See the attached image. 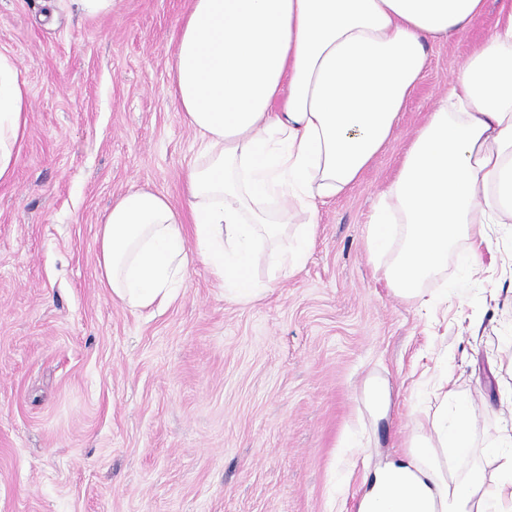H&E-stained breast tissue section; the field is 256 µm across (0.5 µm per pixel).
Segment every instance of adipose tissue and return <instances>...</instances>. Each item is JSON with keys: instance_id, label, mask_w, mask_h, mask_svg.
Returning <instances> with one entry per match:
<instances>
[{"instance_id": "obj_1", "label": "adipose tissue", "mask_w": 512, "mask_h": 512, "mask_svg": "<svg viewBox=\"0 0 512 512\" xmlns=\"http://www.w3.org/2000/svg\"><path fill=\"white\" fill-rule=\"evenodd\" d=\"M487 0H192L178 32L173 95L200 151L185 170L186 208L132 188L98 227V268L134 309L169 303L189 241L249 301L263 259L289 276L307 261L319 203L359 180L392 138L424 76L429 43L467 33ZM27 92L0 56V180L27 123ZM486 224H512V0H502L447 95L429 113L367 224L379 271L399 296L432 308L423 284L473 269L493 249ZM472 402L446 389L408 459L373 474L358 512H512V434L474 456Z\"/></svg>"}]
</instances>
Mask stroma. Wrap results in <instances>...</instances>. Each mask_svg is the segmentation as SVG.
<instances>
[{
  "instance_id": "stroma-1",
  "label": "stroma",
  "mask_w": 512,
  "mask_h": 512,
  "mask_svg": "<svg viewBox=\"0 0 512 512\" xmlns=\"http://www.w3.org/2000/svg\"><path fill=\"white\" fill-rule=\"evenodd\" d=\"M191 0H0V55L28 126L0 182V512H357L365 480L431 427L437 360L488 414L477 448L512 427V224L494 251L424 285L462 300L419 310L375 273L365 226L415 132L500 0L428 49L384 152L319 204L304 267L240 302L191 257L168 305L136 310L99 280L96 232L130 188L186 204L199 139L172 94ZM389 391L376 414L372 383Z\"/></svg>"
}]
</instances>
